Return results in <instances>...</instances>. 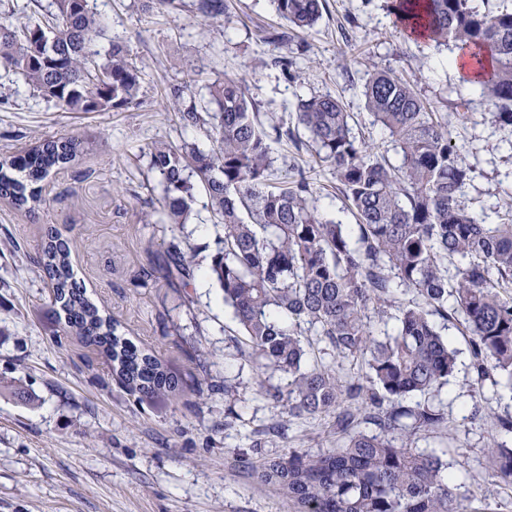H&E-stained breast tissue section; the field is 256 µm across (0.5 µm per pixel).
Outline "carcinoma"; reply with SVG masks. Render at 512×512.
<instances>
[{
  "label": "carcinoma",
  "mask_w": 512,
  "mask_h": 512,
  "mask_svg": "<svg viewBox=\"0 0 512 512\" xmlns=\"http://www.w3.org/2000/svg\"><path fill=\"white\" fill-rule=\"evenodd\" d=\"M325 0H274L297 34L322 17ZM45 20L14 26L0 21V69L66 112H119L135 103L144 70L119 41L98 49L100 21L90 0H54ZM406 30L451 41L479 75L467 83L486 103L490 119L512 127V5L483 11L473 0H390ZM225 0H198L201 17L224 14ZM191 85L168 95L179 120L202 129L211 143H155L151 165L163 185L161 207L170 223L192 213L195 182L205 188L222 235L209 274L247 336L258 371L288 376L276 395L289 416L335 411L344 444L318 454L290 451L254 467L298 512H466L456 504L448 464L436 451L408 447L416 430H438L443 409L415 400L448 384L456 352L431 320L462 322L469 333L476 382L512 390V205L488 223L463 201L473 170L451 143L442 116L413 84L393 71L370 75L362 96L373 121L385 128L397 163L352 131L353 114L329 94L298 99L296 126L265 125L247 79L226 77L208 86V106L186 100ZM314 148L336 189L350 203L353 225L322 217L303 170L270 179V142ZM81 151L74 139H45L0 160V197L30 213L42 183ZM70 244L48 234L40 264L51 281L65 332L99 348L131 392L168 396L179 381L161 360L117 334L74 276ZM171 263L191 285L194 249L173 244ZM419 301L396 316V332L382 338L371 314H384L393 289ZM314 332L340 358H360L369 385L345 386L334 370L308 363L302 337ZM372 424L375 433L360 429ZM500 477L512 485V445L493 438L486 448Z\"/></svg>",
  "instance_id": "carcinoma-1"
}]
</instances>
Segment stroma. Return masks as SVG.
I'll return each mask as SVG.
<instances>
[{
	"instance_id": "stroma-1",
	"label": "stroma",
	"mask_w": 512,
	"mask_h": 512,
	"mask_svg": "<svg viewBox=\"0 0 512 512\" xmlns=\"http://www.w3.org/2000/svg\"><path fill=\"white\" fill-rule=\"evenodd\" d=\"M195 2L147 13L140 0H92L100 48L119 40L145 69L139 102L124 111L65 112L0 70V158L48 138L82 147L45 181L35 214L0 199V512H295L242 456L258 462L336 445L335 414L287 416L266 393L285 388L286 375L268 374L258 386L241 354L242 333L208 274L220 229L205 191H196L186 224L168 223L159 209L162 186L149 146H210L203 131L182 126L166 98L170 88L187 82L201 98L215 79L243 75L263 121L288 126L297 97L329 94L388 150L390 137L372 124L362 90L370 74L394 70L443 113L473 167L466 206L492 222L512 204V131L491 122L453 67L455 45L409 36L387 0H327L313 30L282 43L266 39L286 26L272 0H227L213 20L197 17ZM275 57L292 62L297 82L271 67ZM462 96L470 100L466 121L456 109ZM271 156L275 178L304 168L320 213L353 223L329 167L311 164L309 151L289 142L273 143ZM51 228L72 240L73 270L89 298L181 379L176 395L130 393L98 348L64 335L50 283L34 261ZM173 241L196 250L190 287L163 268ZM445 333L456 369L425 400L443 408L448 423L413 434L408 445L443 451L468 512H512V486L485 453L494 416L512 414V391L487 382L473 392L468 339L453 323Z\"/></svg>"
}]
</instances>
